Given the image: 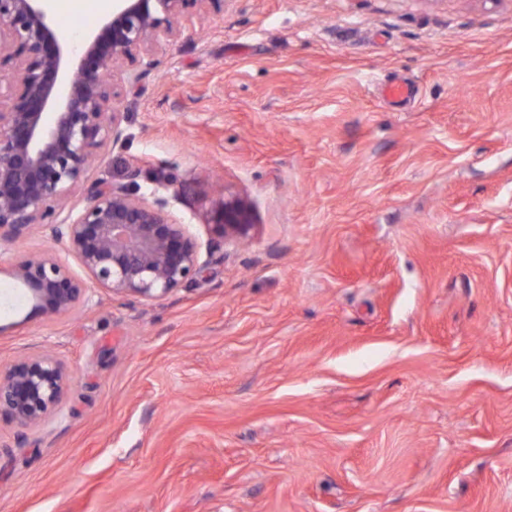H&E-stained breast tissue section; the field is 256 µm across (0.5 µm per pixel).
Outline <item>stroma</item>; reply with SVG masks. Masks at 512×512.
I'll list each match as a JSON object with an SVG mask.
<instances>
[{"label":"stroma","mask_w":512,"mask_h":512,"mask_svg":"<svg viewBox=\"0 0 512 512\" xmlns=\"http://www.w3.org/2000/svg\"><path fill=\"white\" fill-rule=\"evenodd\" d=\"M155 59L71 198L171 179L208 264L45 319L11 266L82 267L0 240V369L71 378L39 426L0 415V512H512V0H227ZM215 225L225 244L238 245L248 241L254 227L249 205L240 197L225 196L223 209Z\"/></svg>","instance_id":"35a3bbf8"}]
</instances>
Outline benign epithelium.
Listing matches in <instances>:
<instances>
[{
  "label": "benign epithelium",
  "mask_w": 512,
  "mask_h": 512,
  "mask_svg": "<svg viewBox=\"0 0 512 512\" xmlns=\"http://www.w3.org/2000/svg\"><path fill=\"white\" fill-rule=\"evenodd\" d=\"M43 0H0V240L46 226L66 239L87 278L51 254L18 263L13 277L32 294L35 316L66 315L90 286L146 299L201 273V248L168 210V198L140 187L96 182L85 202L68 204L96 160L126 142L118 88L138 79L127 65L177 39L193 16L218 14L228 0H113L112 15L74 47L50 23ZM247 202L224 198L217 228L224 243L248 241ZM69 385L49 355L0 372V414L36 427Z\"/></svg>",
  "instance_id": "1"
}]
</instances>
